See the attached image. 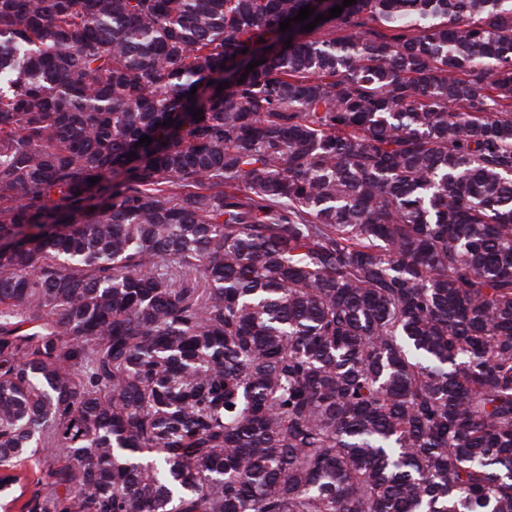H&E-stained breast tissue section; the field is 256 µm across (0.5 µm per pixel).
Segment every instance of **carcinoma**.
<instances>
[{
	"mask_svg": "<svg viewBox=\"0 0 512 512\" xmlns=\"http://www.w3.org/2000/svg\"><path fill=\"white\" fill-rule=\"evenodd\" d=\"M331 8L0 0V512H512V0Z\"/></svg>",
	"mask_w": 512,
	"mask_h": 512,
	"instance_id": "carcinoma-1",
	"label": "carcinoma"
}]
</instances>
